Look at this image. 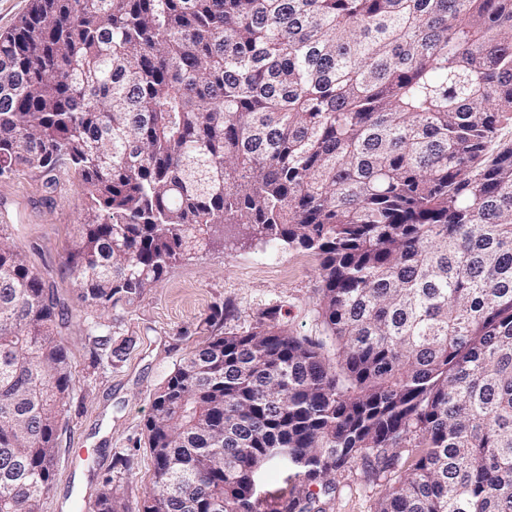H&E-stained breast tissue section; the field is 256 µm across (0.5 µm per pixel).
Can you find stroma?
Here are the masks:
<instances>
[{
    "mask_svg": "<svg viewBox=\"0 0 512 512\" xmlns=\"http://www.w3.org/2000/svg\"><path fill=\"white\" fill-rule=\"evenodd\" d=\"M56 181L50 193L35 173L0 177V213L10 218L11 242L59 302L56 334L73 376L43 510L87 512L109 474L131 512H138L152 482L153 461L143 442L157 389L199 344L251 328L266 310L277 311L295 334L321 338L320 260L303 249L217 242L180 260L139 298L102 312L80 301L67 262L82 222L79 189L67 173ZM103 327L111 341L98 349L93 339ZM123 448L133 451L127 472L116 463ZM336 483L327 512H373L387 480L359 460Z\"/></svg>",
    "mask_w": 512,
    "mask_h": 512,
    "instance_id": "obj_1",
    "label": "stroma"
}]
</instances>
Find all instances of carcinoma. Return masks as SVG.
Returning a JSON list of instances; mask_svg holds the SVG:
<instances>
[{
  "label": "carcinoma",
  "mask_w": 512,
  "mask_h": 512,
  "mask_svg": "<svg viewBox=\"0 0 512 512\" xmlns=\"http://www.w3.org/2000/svg\"><path fill=\"white\" fill-rule=\"evenodd\" d=\"M512 0H33L0 35V176L80 189L107 311L219 226L320 257L328 342L277 312L155 393L141 512H512ZM0 225V506L43 512L72 377ZM273 463L294 485L265 489ZM90 512H128L112 476ZM338 491L327 506V512H374L387 480L367 467L362 460L336 477Z\"/></svg>",
  "instance_id": "cac0c4a2"
}]
</instances>
